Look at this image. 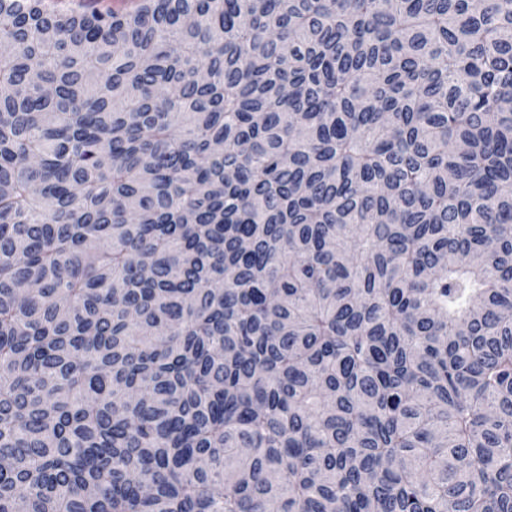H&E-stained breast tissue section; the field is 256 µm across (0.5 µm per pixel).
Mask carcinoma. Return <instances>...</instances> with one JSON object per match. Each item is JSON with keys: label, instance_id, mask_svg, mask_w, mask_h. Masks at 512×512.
I'll list each match as a JSON object with an SVG mask.
<instances>
[{"label": "carcinoma", "instance_id": "cac0c4a2", "mask_svg": "<svg viewBox=\"0 0 512 512\" xmlns=\"http://www.w3.org/2000/svg\"><path fill=\"white\" fill-rule=\"evenodd\" d=\"M0 512H512V0H0ZM135 0H50L56 7L64 9H115L119 11L130 10Z\"/></svg>", "mask_w": 512, "mask_h": 512}]
</instances>
